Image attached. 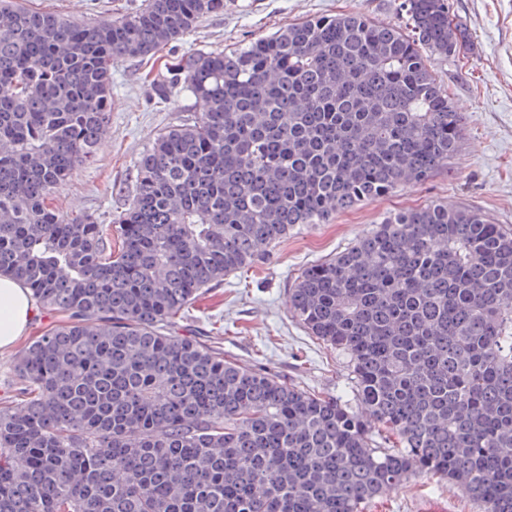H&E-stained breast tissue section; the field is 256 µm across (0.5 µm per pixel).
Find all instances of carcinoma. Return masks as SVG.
<instances>
[{
  "mask_svg": "<svg viewBox=\"0 0 512 512\" xmlns=\"http://www.w3.org/2000/svg\"><path fill=\"white\" fill-rule=\"evenodd\" d=\"M223 10L74 22L0 0V275L60 317L0 396V512H361L416 477L512 512V228L439 201L296 277L288 312L346 357V400L230 361L188 322L289 233L448 167L464 117L428 62L467 39L448 0L184 52L151 85L203 111L141 154L112 223L50 205L110 125L112 62Z\"/></svg>",
  "mask_w": 512,
  "mask_h": 512,
  "instance_id": "cac0c4a2",
  "label": "carcinoma"
}]
</instances>
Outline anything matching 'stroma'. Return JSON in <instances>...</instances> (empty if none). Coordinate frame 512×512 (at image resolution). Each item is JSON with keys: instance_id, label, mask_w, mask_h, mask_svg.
<instances>
[{"instance_id": "1", "label": "stroma", "mask_w": 512, "mask_h": 512, "mask_svg": "<svg viewBox=\"0 0 512 512\" xmlns=\"http://www.w3.org/2000/svg\"><path fill=\"white\" fill-rule=\"evenodd\" d=\"M401 0H231L223 12L170 45L176 58L188 50L220 52L312 17L361 12L399 24ZM126 0H30L31 9L78 21L110 16ZM451 15L469 32L460 54L431 59L437 80L465 116L461 150L422 183L336 215L332 223L297 230L250 268L226 276L193 306L191 320L220 343L227 359L262 367L328 395L349 380L346 359L309 336L289 314L290 283L307 266L353 243L389 213L448 201L478 210L494 223L512 226V0H448ZM158 65L134 59L112 66V121L94 158L77 168L53 204L68 213L102 220L126 203L134 184V163L156 136L183 122L202 105L175 90L155 99L148 75ZM444 512H477L453 485L416 478L365 512H421L427 502Z\"/></svg>"}]
</instances>
